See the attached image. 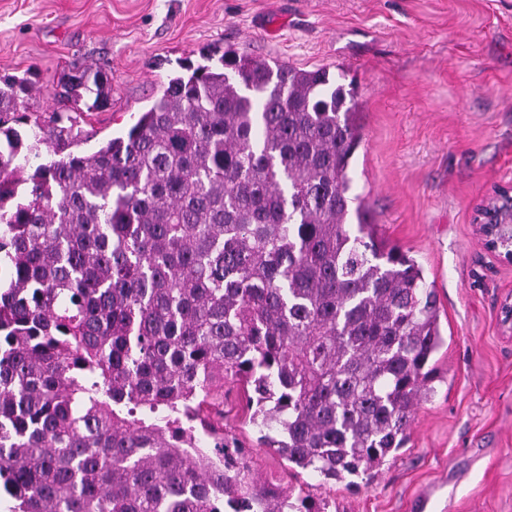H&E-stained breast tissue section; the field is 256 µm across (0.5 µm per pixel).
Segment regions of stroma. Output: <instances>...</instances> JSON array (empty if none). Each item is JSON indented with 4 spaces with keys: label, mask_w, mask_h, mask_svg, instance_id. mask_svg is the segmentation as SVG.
Here are the masks:
<instances>
[{
    "label": "stroma",
    "mask_w": 512,
    "mask_h": 512,
    "mask_svg": "<svg viewBox=\"0 0 512 512\" xmlns=\"http://www.w3.org/2000/svg\"><path fill=\"white\" fill-rule=\"evenodd\" d=\"M353 79L362 142L351 163L381 235L433 282L445 345L435 394L404 448L371 479L291 475L257 441L238 382L224 383V435L256 474L325 503V512H416L436 490L445 512H512V264L485 248L475 204L512 184V0H0V79L48 87L92 67L112 102L78 104L73 152L126 130L186 64L225 50Z\"/></svg>",
    "instance_id": "stroma-1"
}]
</instances>
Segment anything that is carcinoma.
<instances>
[{
	"instance_id": "carcinoma-1",
	"label": "carcinoma",
	"mask_w": 512,
	"mask_h": 512,
	"mask_svg": "<svg viewBox=\"0 0 512 512\" xmlns=\"http://www.w3.org/2000/svg\"><path fill=\"white\" fill-rule=\"evenodd\" d=\"M126 134L71 115L6 125L0 87V492L9 512H321L224 438V380L261 444L325 481L372 477L435 392L434 285L350 175L354 91L226 51L188 65ZM87 67L54 98L111 101Z\"/></svg>"
}]
</instances>
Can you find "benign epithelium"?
<instances>
[{
  "label": "benign epithelium",
  "instance_id": "7a95c632",
  "mask_svg": "<svg viewBox=\"0 0 512 512\" xmlns=\"http://www.w3.org/2000/svg\"><path fill=\"white\" fill-rule=\"evenodd\" d=\"M474 227L489 251L512 264V185L498 186L475 208Z\"/></svg>",
  "mask_w": 512,
  "mask_h": 512
}]
</instances>
